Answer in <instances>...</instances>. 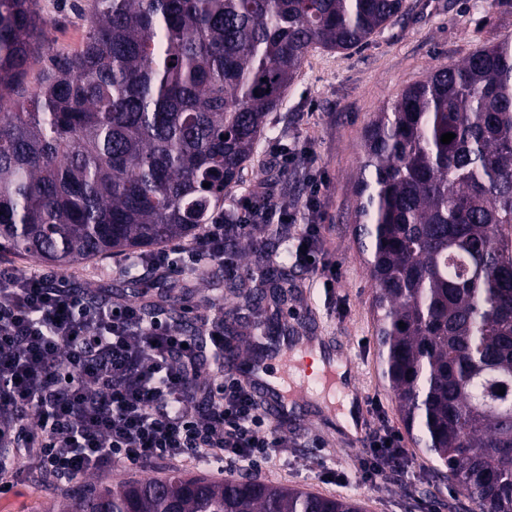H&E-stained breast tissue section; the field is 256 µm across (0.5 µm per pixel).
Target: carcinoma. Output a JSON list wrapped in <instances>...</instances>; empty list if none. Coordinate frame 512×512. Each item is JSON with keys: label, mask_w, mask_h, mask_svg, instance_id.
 I'll use <instances>...</instances> for the list:
<instances>
[{"label": "carcinoma", "mask_w": 512, "mask_h": 512, "mask_svg": "<svg viewBox=\"0 0 512 512\" xmlns=\"http://www.w3.org/2000/svg\"><path fill=\"white\" fill-rule=\"evenodd\" d=\"M83 47L23 88L49 21L0 0V253L59 272L195 235L224 208L270 113L307 55L361 47L404 0H86ZM451 132L448 144L441 136ZM356 237L376 286L379 362L403 425L471 512H512V40L405 88L365 132ZM210 186L205 187L203 183ZM271 258L227 285L249 335L287 331ZM132 267L114 285L146 312ZM405 327H399V323ZM505 394H498L499 389ZM361 512L353 499L252 478L174 473L97 492L74 484L50 512Z\"/></svg>", "instance_id": "carcinoma-1"}]
</instances>
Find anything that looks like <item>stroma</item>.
Listing matches in <instances>:
<instances>
[{"instance_id": "35a3bbf8", "label": "stroma", "mask_w": 512, "mask_h": 512, "mask_svg": "<svg viewBox=\"0 0 512 512\" xmlns=\"http://www.w3.org/2000/svg\"><path fill=\"white\" fill-rule=\"evenodd\" d=\"M73 0H39L50 20L49 47L54 53L81 49L87 25ZM406 12L361 48L342 52L312 51L277 112L271 113L242 177L228 189L234 198L264 182L279 141L304 147L309 160L285 169L274 183L289 211H301L309 191V175L327 181L322 199L325 214L326 260L340 265L342 279L334 293H325L315 277L288 264V280L296 286L287 306L271 309L280 323L298 325L308 336H320L337 360L352 372L353 407L368 425L385 417L395 431H403L397 402L384 381L371 312L374 295L368 267L359 252L354 224L356 186L362 162L366 127L383 106L408 85L423 80L437 67L460 60L481 45L512 37V0H405ZM121 258L74 265L64 272L65 285L85 291H103L124 277ZM192 279V295L231 312L243 330L239 302L224 286V270L210 267L182 272ZM342 396L316 390L289 404L282 416L286 442L274 462L257 476L276 485H288L327 496L356 500L364 512H470L469 500L451 484L434 479L430 462L404 439L407 460L391 480L369 485L362 481L358 459L362 445L341 429L337 416ZM221 480L237 474V467H208L190 460L151 462L144 470L119 465L92 476L94 486L142 476L165 477L169 471ZM38 468L26 465L14 488L0 493V512H44L53 497L52 479L38 480Z\"/></svg>"}]
</instances>
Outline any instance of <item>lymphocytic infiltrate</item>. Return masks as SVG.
Listing matches in <instances>:
<instances>
[{"label":"lymphocytic infiltrate","mask_w":512,"mask_h":512,"mask_svg":"<svg viewBox=\"0 0 512 512\" xmlns=\"http://www.w3.org/2000/svg\"><path fill=\"white\" fill-rule=\"evenodd\" d=\"M322 188L311 185L292 255L330 294L341 269L323 251ZM235 206L245 216L242 237L257 221H296L269 185ZM226 249L218 214L190 245L158 248L137 264L148 275L218 265L237 276L240 265ZM223 332L219 307L200 338L135 300L92 298L42 275L0 273V491L20 477L16 458L27 453L60 478L106 473L116 463L139 469L183 458L247 468L271 462L283 445L278 426L238 378L209 368L224 358ZM406 457L400 434L380 424L366 437L361 477L388 478Z\"/></svg>","instance_id":"lymphocytic-infiltrate-1"}]
</instances>
